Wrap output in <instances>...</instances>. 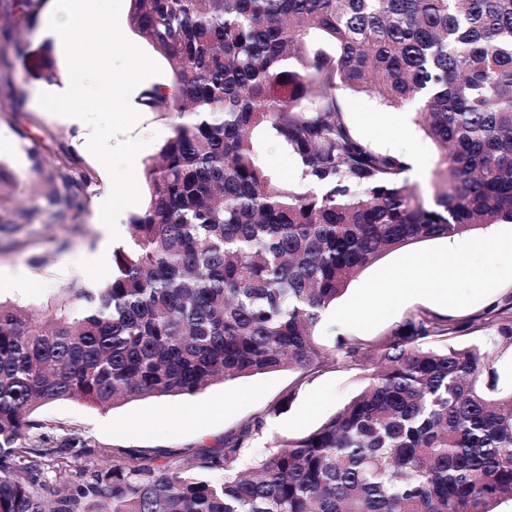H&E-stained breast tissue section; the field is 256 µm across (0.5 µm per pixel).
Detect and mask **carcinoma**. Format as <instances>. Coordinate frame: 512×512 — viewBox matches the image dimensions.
Returning a JSON list of instances; mask_svg holds the SVG:
<instances>
[{
    "mask_svg": "<svg viewBox=\"0 0 512 512\" xmlns=\"http://www.w3.org/2000/svg\"><path fill=\"white\" fill-rule=\"evenodd\" d=\"M129 24L168 63L144 93L172 120L145 163L146 208L112 275L75 281L51 319L0 302V512H497L512 502V389L458 328L419 311L364 348L317 340L325 311L387 252L512 224V0H131ZM51 81L49 52L23 59ZM418 101L439 156L433 204L408 165L363 144L337 91ZM269 127L307 190L259 164ZM52 205H70L45 175ZM512 340V297L487 310ZM329 363L372 377L314 430L250 452L258 417L184 463L112 450L69 482L29 443L41 406L103 410L190 398ZM55 473L54 482L45 473Z\"/></svg>",
    "mask_w": 512,
    "mask_h": 512,
    "instance_id": "1",
    "label": "carcinoma"
}]
</instances>
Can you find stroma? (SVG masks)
<instances>
[{
    "label": "stroma",
    "mask_w": 512,
    "mask_h": 512,
    "mask_svg": "<svg viewBox=\"0 0 512 512\" xmlns=\"http://www.w3.org/2000/svg\"><path fill=\"white\" fill-rule=\"evenodd\" d=\"M43 14L21 18L20 30L29 54L49 48L59 80H66L65 55L57 38L45 30ZM0 35V138L9 142L0 150L14 188L0 200V270L24 269L30 288L18 292L0 286V301L41 313H55L57 301L74 280L93 285L112 270L111 260L96 268H85V253L95 251L107 234L100 221V208L111 186L102 165L87 149L84 131L47 119L33 103L36 94L53 90V83L36 77L6 48ZM338 95L355 136L372 150L407 158L411 147H419L427 175L408 177V184L429 188L428 174L438 160L435 145L406 106L388 107L366 93L342 87ZM134 107L142 119L133 130L136 138L148 139L140 161L157 155L170 137L167 115L142 101ZM253 143L259 160L274 181L299 187L291 153L277 144L270 129L254 130ZM67 165L75 181L72 205L65 211L50 206V191L43 176L58 165ZM38 210L35 220L25 214ZM413 254L427 257L440 276L427 290L403 295L388 290L386 278ZM512 296V224H493L459 237L419 242L386 253L365 268L347 292L323 316L317 336L332 345L335 336L370 344L413 313L428 311L460 326L450 343L456 347L477 346L489 353L498 387H512V343L485 326L487 309ZM369 371L321 367L310 381L299 373L277 371L216 384L193 398H160L131 401L102 410L82 401L64 400L43 406L34 417L41 421L40 434L47 445L60 446L74 481L90 480L94 471L111 466L108 448H122L155 456L157 463L181 461L203 447H223L227 436L236 434L255 417H265L260 442L297 437L319 426L338 411L366 384ZM288 400L287 411L272 408ZM82 437L92 453L64 447L71 436Z\"/></svg>",
    "instance_id": "obj_1"
}]
</instances>
